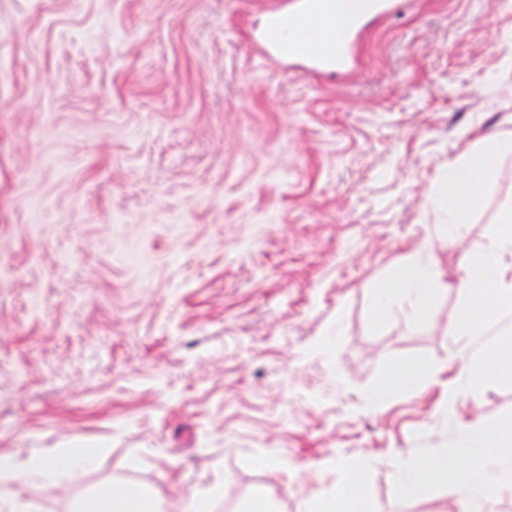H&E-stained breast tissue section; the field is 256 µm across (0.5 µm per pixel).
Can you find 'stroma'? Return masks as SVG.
<instances>
[{
	"mask_svg": "<svg viewBox=\"0 0 512 512\" xmlns=\"http://www.w3.org/2000/svg\"><path fill=\"white\" fill-rule=\"evenodd\" d=\"M503 2L397 0L345 80L264 57L290 0H0V456L94 451L19 495L305 512L354 479L368 512H512L507 485L397 482L512 424V382L450 406L396 378L463 374L465 274L512 207V153L458 234L434 202L450 161L512 142ZM433 275L429 265L424 263L413 264L402 278V290H404L418 305L424 309L433 292Z\"/></svg>",
	"mask_w": 512,
	"mask_h": 512,
	"instance_id": "1",
	"label": "stroma"
}]
</instances>
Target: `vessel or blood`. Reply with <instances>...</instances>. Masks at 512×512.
Masks as SVG:
<instances>
[{
  "label": "vessel or blood",
  "mask_w": 512,
  "mask_h": 512,
  "mask_svg": "<svg viewBox=\"0 0 512 512\" xmlns=\"http://www.w3.org/2000/svg\"><path fill=\"white\" fill-rule=\"evenodd\" d=\"M361 27V18L344 14L343 0H297L295 8L269 12L261 42L267 56L310 71L350 75Z\"/></svg>",
  "instance_id": "1"
}]
</instances>
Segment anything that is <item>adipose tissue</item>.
<instances>
[{
    "label": "adipose tissue",
    "mask_w": 512,
    "mask_h": 512,
    "mask_svg": "<svg viewBox=\"0 0 512 512\" xmlns=\"http://www.w3.org/2000/svg\"><path fill=\"white\" fill-rule=\"evenodd\" d=\"M500 148H488L462 155L448 166V173L439 185L436 197L439 209L448 219L449 228L465 223L466 213L478 200L482 188L496 168ZM470 306L459 328L463 335L480 336L501 316L512 312V210L500 217L497 239L485 249L484 258L469 273L464 288ZM512 380V346L493 342L471 358L464 375L449 384L445 393L448 402L459 394L484 384L490 379ZM461 447L469 457L461 461L448 455L427 460L421 467H411L398 474L404 493L412 494L424 485L425 476H433L452 484L461 493L482 498L494 495L499 484L497 475L512 472V432L490 428L480 423L468 424L458 432ZM92 460L90 451L69 448L53 459L37 457L27 466L0 459V479L8 489H0V512H37L23 502L13 487L24 483H48L60 472L78 473ZM80 512H165L160 500L138 491L105 488L80 506Z\"/></svg>",
    "instance_id": "1"
}]
</instances>
